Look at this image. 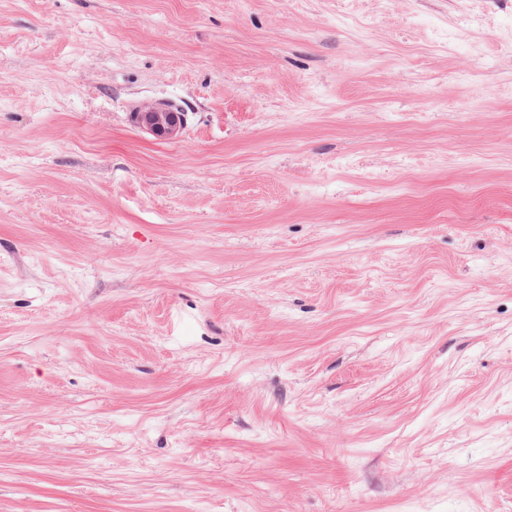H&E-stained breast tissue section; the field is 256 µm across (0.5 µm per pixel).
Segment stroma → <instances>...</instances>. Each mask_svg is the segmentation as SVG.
Listing matches in <instances>:
<instances>
[{
  "label": "stroma",
  "instance_id": "obj_1",
  "mask_svg": "<svg viewBox=\"0 0 512 512\" xmlns=\"http://www.w3.org/2000/svg\"><path fill=\"white\" fill-rule=\"evenodd\" d=\"M0 512H512V0H0ZM131 118L136 128L159 140L181 137L186 123L185 113L175 111L167 102L140 105Z\"/></svg>",
  "mask_w": 512,
  "mask_h": 512
}]
</instances>
